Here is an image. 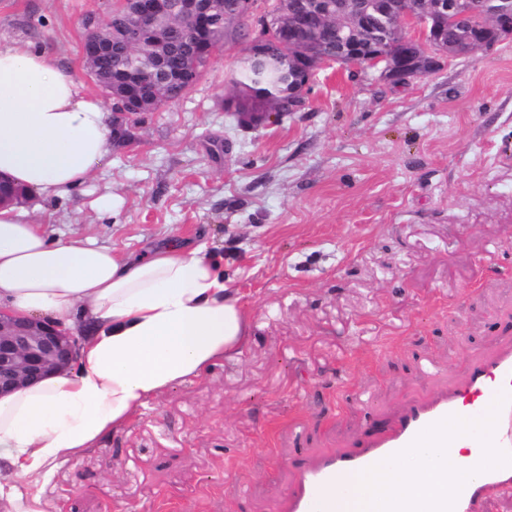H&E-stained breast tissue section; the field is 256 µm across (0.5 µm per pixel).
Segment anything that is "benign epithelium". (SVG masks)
<instances>
[{"label":"benign epithelium","mask_w":512,"mask_h":512,"mask_svg":"<svg viewBox=\"0 0 512 512\" xmlns=\"http://www.w3.org/2000/svg\"><path fill=\"white\" fill-rule=\"evenodd\" d=\"M134 25L114 42L103 37L112 30V17L87 24L83 44V62L88 75L106 88L115 100L118 112L112 126L119 139L126 136L123 119L152 109L168 101L165 89L153 85L133 90L126 85H112L111 78L95 67V61L112 50L116 43L129 49L147 44H164L158 22L174 20L171 27L186 41L204 48L206 59L217 50L210 46L209 35L216 18L206 0H131ZM252 8L249 0H236L234 9L224 12V25L240 23L244 11ZM427 9L453 28L469 32V55L475 56L494 43L512 38V0H488L481 12L464 8L460 0H428ZM278 40L263 36L252 39L245 51L259 55L265 46L274 45L288 52L300 77L294 85L291 111L306 104L312 76L316 70L335 62L361 70H373L377 79L401 84L425 78L440 67V59L458 57V47L442 40L427 26L425 17L414 11L409 0H312L311 5L284 8L274 22ZM349 36L336 57L319 52L329 34ZM80 343L77 330H61L45 321L25 318L0 309V397L14 390L63 371L76 357Z\"/></svg>","instance_id":"obj_1"}]
</instances>
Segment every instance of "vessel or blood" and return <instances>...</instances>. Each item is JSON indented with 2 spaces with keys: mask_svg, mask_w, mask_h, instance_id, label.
Wrapping results in <instances>:
<instances>
[{
  "mask_svg": "<svg viewBox=\"0 0 512 512\" xmlns=\"http://www.w3.org/2000/svg\"><path fill=\"white\" fill-rule=\"evenodd\" d=\"M456 440L466 453L438 472L442 491L410 501L386 494L372 512H478L495 492L512 490V341L472 357L458 384L412 400L394 420L368 428L362 442L307 463L295 459L284 512H341L353 493L347 475L391 465H427V453Z\"/></svg>",
  "mask_w": 512,
  "mask_h": 512,
  "instance_id": "b4317fda",
  "label": "vessel or blood"
}]
</instances>
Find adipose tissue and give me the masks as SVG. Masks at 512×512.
Masks as SVG:
<instances>
[{
  "instance_id": "obj_1",
  "label": "adipose tissue",
  "mask_w": 512,
  "mask_h": 512,
  "mask_svg": "<svg viewBox=\"0 0 512 512\" xmlns=\"http://www.w3.org/2000/svg\"><path fill=\"white\" fill-rule=\"evenodd\" d=\"M109 116L47 51L0 44V179L44 200L64 199L108 155ZM44 217L0 208V308L87 334L72 367L0 398V503L39 512L43 469L123 427L156 393L240 354L248 326L220 263L171 243L133 258L77 235L50 237ZM26 486H19V479ZM367 512L386 491L434 488L429 469L352 476Z\"/></svg>"
}]
</instances>
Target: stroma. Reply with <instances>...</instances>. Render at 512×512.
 I'll return each instance as SVG.
<instances>
[{"instance_id": "35a3bbf8", "label": "stroma", "mask_w": 512, "mask_h": 512, "mask_svg": "<svg viewBox=\"0 0 512 512\" xmlns=\"http://www.w3.org/2000/svg\"><path fill=\"white\" fill-rule=\"evenodd\" d=\"M114 4L0 0V43L99 96L81 45ZM247 43L229 33L69 198L28 204L54 238L206 245L250 322L239 356L48 466L41 512H282L294 451L350 447L512 340V38L398 85L332 65L303 110L253 126L225 110ZM105 194L117 209L92 208Z\"/></svg>"}]
</instances>
